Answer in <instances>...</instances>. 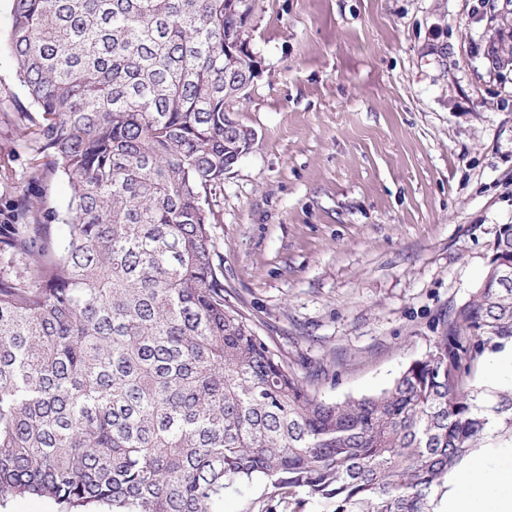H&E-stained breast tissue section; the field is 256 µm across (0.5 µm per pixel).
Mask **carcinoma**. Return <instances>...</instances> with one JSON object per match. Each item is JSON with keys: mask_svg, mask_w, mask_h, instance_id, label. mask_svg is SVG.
Here are the masks:
<instances>
[{"mask_svg": "<svg viewBox=\"0 0 512 512\" xmlns=\"http://www.w3.org/2000/svg\"><path fill=\"white\" fill-rule=\"evenodd\" d=\"M22 142L61 173V226L26 196L0 225V497L62 512H216L255 479L303 512H435L474 449L512 448V387L464 382L460 351L512 343V225L498 275L393 384L307 390L224 297L210 231L224 69L254 0H10Z\"/></svg>", "mask_w": 512, "mask_h": 512, "instance_id": "1", "label": "carcinoma"}]
</instances>
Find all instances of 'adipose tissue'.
I'll return each mask as SVG.
<instances>
[{
  "instance_id": "obj_1",
  "label": "adipose tissue",
  "mask_w": 512,
  "mask_h": 512,
  "mask_svg": "<svg viewBox=\"0 0 512 512\" xmlns=\"http://www.w3.org/2000/svg\"><path fill=\"white\" fill-rule=\"evenodd\" d=\"M441 512H512V448H480L449 472Z\"/></svg>"
}]
</instances>
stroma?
I'll use <instances>...</instances> for the list:
<instances>
[{
  "mask_svg": "<svg viewBox=\"0 0 512 512\" xmlns=\"http://www.w3.org/2000/svg\"><path fill=\"white\" fill-rule=\"evenodd\" d=\"M0 0V224L31 181ZM252 149L211 231L224 294L318 397L388 388L482 283L512 225V0H256ZM219 512H288L265 483Z\"/></svg>",
  "mask_w": 512,
  "mask_h": 512,
  "instance_id": "35a3bbf8",
  "label": "stroma"
}]
</instances>
